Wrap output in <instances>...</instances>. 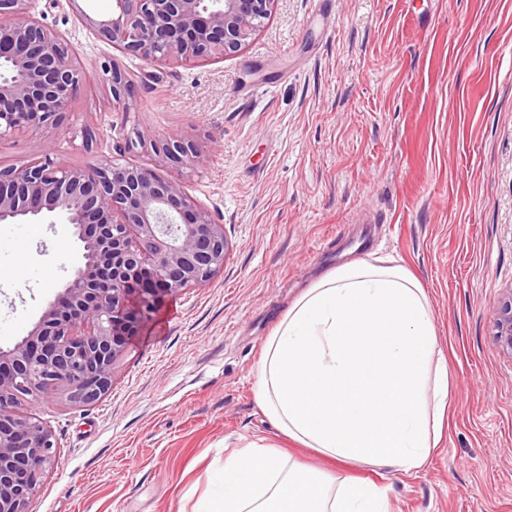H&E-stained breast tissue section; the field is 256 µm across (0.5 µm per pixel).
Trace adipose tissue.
I'll return each mask as SVG.
<instances>
[{
  "instance_id": "adipose-tissue-1",
  "label": "adipose tissue",
  "mask_w": 512,
  "mask_h": 512,
  "mask_svg": "<svg viewBox=\"0 0 512 512\" xmlns=\"http://www.w3.org/2000/svg\"><path fill=\"white\" fill-rule=\"evenodd\" d=\"M256 395L279 432L330 460L418 472L450 399L424 288L389 256L317 277L267 338ZM207 512L388 509L377 486L300 468L257 439L225 455L223 492Z\"/></svg>"
}]
</instances>
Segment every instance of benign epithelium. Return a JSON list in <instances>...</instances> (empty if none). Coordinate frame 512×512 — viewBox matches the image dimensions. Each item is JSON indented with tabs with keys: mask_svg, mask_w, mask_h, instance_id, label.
Listing matches in <instances>:
<instances>
[{
	"mask_svg": "<svg viewBox=\"0 0 512 512\" xmlns=\"http://www.w3.org/2000/svg\"><path fill=\"white\" fill-rule=\"evenodd\" d=\"M42 1L0 0V139L20 131L49 138L83 84L68 43L40 21ZM98 34L152 66L222 58L239 52L277 0H114ZM112 101L127 105L135 82L115 61L102 66ZM159 152L182 166L198 157L191 140L147 144L136 129L125 147ZM59 213L90 252L29 336L0 350V512H29L52 470L58 445L30 409L59 391L76 404L97 401L128 341L168 295L208 282L224 269V225L183 183L155 170L105 159L64 166L41 160L0 168V223ZM499 350L512 357V289L494 324Z\"/></svg>",
	"mask_w": 512,
	"mask_h": 512,
	"instance_id": "7a95c632",
	"label": "benign epithelium"
}]
</instances>
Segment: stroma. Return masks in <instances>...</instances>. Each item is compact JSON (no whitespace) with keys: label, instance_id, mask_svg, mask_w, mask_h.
<instances>
[{"label":"stroma","instance_id":"stroma-1","mask_svg":"<svg viewBox=\"0 0 512 512\" xmlns=\"http://www.w3.org/2000/svg\"><path fill=\"white\" fill-rule=\"evenodd\" d=\"M112 0H60L43 23L83 85L53 156L89 166L131 129L200 147L168 170L223 224L209 282L164 300L98 401L34 411L60 455L31 512H197L222 493L224 456L257 437L306 466L385 489L389 512H512V358L494 343L512 287V0H278L238 53L148 65L95 25ZM137 81L113 107L104 62ZM41 136L0 141V168L38 160ZM72 225L0 224V349H12L83 264ZM426 288L451 397L425 469L333 463L278 434L255 397L266 337L314 278L370 255Z\"/></svg>","mask_w":512,"mask_h":512}]
</instances>
